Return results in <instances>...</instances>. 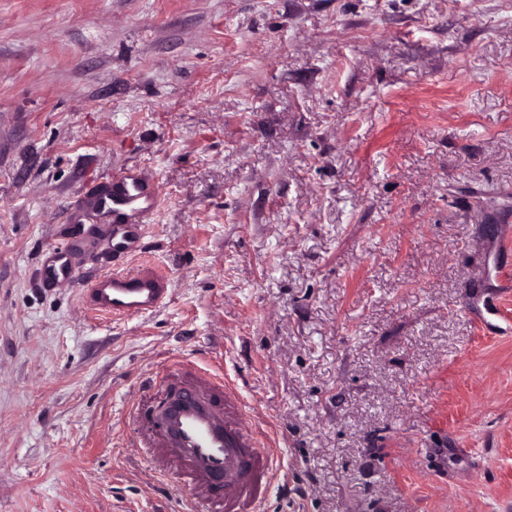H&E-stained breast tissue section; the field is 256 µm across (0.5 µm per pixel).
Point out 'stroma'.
Returning a JSON list of instances; mask_svg holds the SVG:
<instances>
[{
  "mask_svg": "<svg viewBox=\"0 0 512 512\" xmlns=\"http://www.w3.org/2000/svg\"><path fill=\"white\" fill-rule=\"evenodd\" d=\"M123 171L133 259L82 209ZM506 232L512 0H0V512H181L133 446L178 360L272 443L260 512H512ZM142 265L158 311L85 308ZM112 199L103 206L118 211L128 209L139 218L151 212L158 204V189L154 185L143 183L133 175H123L112 179ZM70 246L68 243H63L61 246L56 247L53 251V255L44 262V272H45V282L49 284L59 283L61 281L67 280L70 278V268L67 263L61 262L56 265L54 260L55 257H58L57 261H61L64 258V255L67 254Z\"/></svg>",
  "mask_w": 512,
  "mask_h": 512,
  "instance_id": "obj_1",
  "label": "stroma"
}]
</instances>
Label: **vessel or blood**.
I'll return each mask as SVG.
<instances>
[{
    "label": "vessel or blood",
    "instance_id": "vessel-or-blood-1",
    "mask_svg": "<svg viewBox=\"0 0 512 512\" xmlns=\"http://www.w3.org/2000/svg\"><path fill=\"white\" fill-rule=\"evenodd\" d=\"M112 185L109 204L113 210L126 209L141 217L158 204L157 188L135 176H120L113 179ZM142 236L138 224H119L112 230L114 248L123 255L139 252ZM67 251V246L56 247L53 259L45 261L46 283L69 279L70 268L63 261ZM168 293L169 279L164 272L144 266L133 272L99 274L84 302L91 312L122 318L156 310ZM223 395V402L213 403L195 391H185L182 402L166 417L167 437L179 457L210 479L212 493L236 507L270 490L272 454L262 447L241 415L236 414L232 387H224Z\"/></svg>",
    "mask_w": 512,
    "mask_h": 512
}]
</instances>
